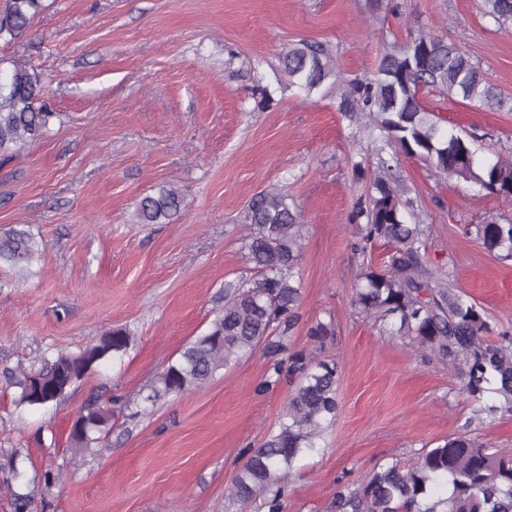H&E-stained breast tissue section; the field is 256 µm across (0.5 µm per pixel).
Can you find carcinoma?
<instances>
[{
  "label": "carcinoma",
  "instance_id": "carcinoma-1",
  "mask_svg": "<svg viewBox=\"0 0 512 512\" xmlns=\"http://www.w3.org/2000/svg\"><path fill=\"white\" fill-rule=\"evenodd\" d=\"M42 0H6L0 8V40L23 36ZM485 15L512 22V0H482ZM292 84L311 95L340 78L328 49L302 41L281 59ZM432 87L477 108L508 106L501 90L457 45L422 32L402 48L384 54L370 77L348 79L337 97V111L349 120L365 114L378 131L373 151L377 166L351 215L358 226L350 244L361 257L352 292L358 312L382 324V333L408 340L413 351L448 366L460 390L477 404L475 417L493 423L512 413V330L491 324L485 310L449 282V275L428 266V226L416 220L404 198L397 167L400 157L417 158L458 182L488 194L512 197V159H482L468 138L442 126L422 105L419 91ZM58 113L47 106L39 75L15 63L0 83V160L16 157L41 138ZM184 200L162 186L137 208L142 224H164ZM244 222L247 260L257 278L224 283L223 304L205 333L189 341L143 391L136 407L147 411L159 401L192 392L215 374L260 351L267 368L256 391L268 392L288 378L292 389L277 428L257 448L243 449L245 463L230 496L247 504L263 497L266 512H285L294 463L316 448V440L336 421L339 365L304 352H291L290 338L300 322L302 302L298 262L302 250L301 212L288 195L270 191L253 197ZM501 260L512 259V222L490 221L467 229ZM383 242L392 247L388 264L378 268L368 252ZM40 254L39 242L26 230L0 231V265L23 272ZM335 334L333 320H317L307 336L318 345ZM133 336L112 329L75 354L59 353L41 367L5 370L18 389L17 404L32 405L37 385L58 402L96 365L124 354ZM288 357H282L283 353ZM83 433L70 434L74 449L100 442L112 425V403L85 404L77 416ZM336 512H512V454L459 433L406 461L394 459L371 469L354 485H340L333 496Z\"/></svg>",
  "mask_w": 512,
  "mask_h": 512
}]
</instances>
